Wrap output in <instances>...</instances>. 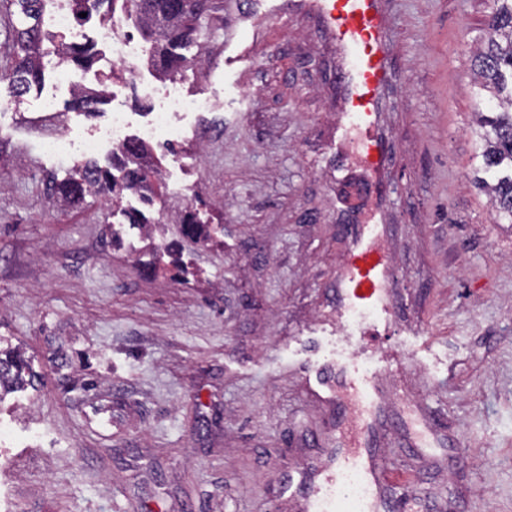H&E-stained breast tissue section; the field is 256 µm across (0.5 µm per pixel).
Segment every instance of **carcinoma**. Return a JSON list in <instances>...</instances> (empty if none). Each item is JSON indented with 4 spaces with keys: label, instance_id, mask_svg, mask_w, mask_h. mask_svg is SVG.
Instances as JSON below:
<instances>
[{
    "label": "carcinoma",
    "instance_id": "cac0c4a2",
    "mask_svg": "<svg viewBox=\"0 0 512 512\" xmlns=\"http://www.w3.org/2000/svg\"><path fill=\"white\" fill-rule=\"evenodd\" d=\"M54 0H10L20 22L9 30L15 51L7 81L6 97L28 94L44 81L46 59L72 63L80 68L94 64L92 46L57 39L43 27L44 14ZM114 16L121 10L151 43L150 60L162 75L174 77L188 63L180 50L197 41L199 20L205 0H93V8ZM473 81L491 93L488 113H478L481 131L475 140L478 157L486 174L476 184L490 198L494 221L512 223V0H493L483 46L473 51ZM157 173L147 146L131 139L112 152V168L91 164L80 178L54 186L62 202L70 203L93 194L121 196L124 191L139 193L146 205L154 204L157 193L153 178ZM182 237L192 243L210 240L207 225L187 212L180 219ZM28 384L24 361L14 351L0 348V390Z\"/></svg>",
    "mask_w": 512,
    "mask_h": 512
}]
</instances>
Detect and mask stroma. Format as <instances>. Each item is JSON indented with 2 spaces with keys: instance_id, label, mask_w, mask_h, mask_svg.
I'll use <instances>...</instances> for the list:
<instances>
[{
  "instance_id": "stroma-1",
  "label": "stroma",
  "mask_w": 512,
  "mask_h": 512,
  "mask_svg": "<svg viewBox=\"0 0 512 512\" xmlns=\"http://www.w3.org/2000/svg\"><path fill=\"white\" fill-rule=\"evenodd\" d=\"M185 49L186 96L205 112L175 118L146 215L138 196L60 204L53 184L79 166L45 148L31 116L57 94L60 66L0 112V340L35 387L0 397V512H296L278 487L331 447L334 416L302 364L335 360L336 283L351 252L330 163L343 102L327 24L290 12L225 77L248 0H206ZM490 0H384L392 81L380 123L384 249L397 276L390 347L408 358L384 389L401 418L424 408L450 438L438 462L408 448L399 424L380 446L399 512H512V224L493 221L475 183L471 51ZM143 208V207H142ZM209 225L184 243L178 214Z\"/></svg>"
}]
</instances>
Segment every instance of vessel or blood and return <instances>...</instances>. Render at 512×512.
<instances>
[{"label": "vessel or blood", "mask_w": 512, "mask_h": 512, "mask_svg": "<svg viewBox=\"0 0 512 512\" xmlns=\"http://www.w3.org/2000/svg\"><path fill=\"white\" fill-rule=\"evenodd\" d=\"M257 9L247 15L248 28L262 33L286 9L309 10L329 23L332 38L353 59L341 71L344 109L337 124L341 129L336 145L338 171H345L349 144L364 154L358 166L365 179L378 178L385 162V143L380 114L383 93L391 79L388 52L383 40L386 13L382 0H256ZM385 227L358 225L355 249L344 265L337 289L340 306L365 307L385 313L391 296V267L378 245ZM308 391L336 409L348 412L349 420L336 425V445L315 466L304 483L303 512H382L389 490V470L374 443L379 421L376 373L348 369L344 364L305 366Z\"/></svg>", "instance_id": "obj_1"}]
</instances>
